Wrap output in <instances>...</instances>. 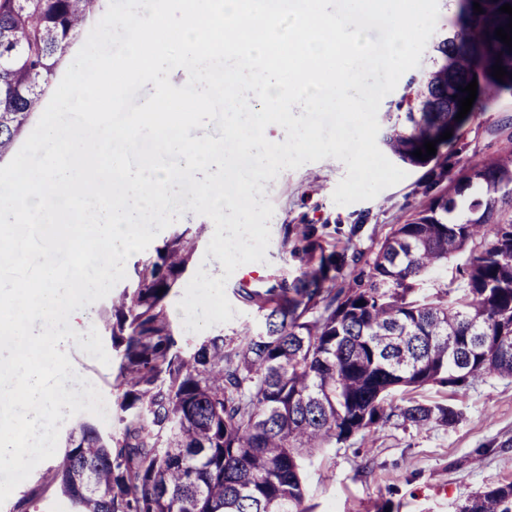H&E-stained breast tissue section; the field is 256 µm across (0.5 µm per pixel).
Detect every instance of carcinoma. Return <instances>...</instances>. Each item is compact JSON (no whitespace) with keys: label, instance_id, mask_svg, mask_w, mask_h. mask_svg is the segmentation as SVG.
Instances as JSON below:
<instances>
[{"label":"carcinoma","instance_id":"carcinoma-1","mask_svg":"<svg viewBox=\"0 0 512 512\" xmlns=\"http://www.w3.org/2000/svg\"><path fill=\"white\" fill-rule=\"evenodd\" d=\"M505 3L461 0L460 29L436 44L446 63L415 91L421 111L382 119L379 143L398 161L425 167L416 149L441 146L447 130L458 136L468 121L455 120L458 87L475 79L480 89H512V51L495 37L509 23ZM98 10L99 0H0V161ZM204 231L179 226L133 257L101 312L121 356V429L104 435L79 423L46 482L78 512H310L305 463L321 449L393 418L451 426L463 387L512 377V149L466 167L368 257L336 249L313 224L283 225L296 274L235 289L260 325L186 349L166 298ZM360 263L359 275L344 273ZM451 263L448 282L432 289ZM457 512H512V480L475 492Z\"/></svg>","mask_w":512,"mask_h":512}]
</instances>
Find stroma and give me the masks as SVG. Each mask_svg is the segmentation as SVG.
Segmentation results:
<instances>
[{"label": "stroma", "mask_w": 512, "mask_h": 512, "mask_svg": "<svg viewBox=\"0 0 512 512\" xmlns=\"http://www.w3.org/2000/svg\"><path fill=\"white\" fill-rule=\"evenodd\" d=\"M439 18L431 44L417 68L400 79L396 89L381 102L380 112L398 111L409 100L425 75L440 62L435 43L459 28L457 9L438 0ZM512 147V93H490L477 105L457 139L441 146L437 158L423 168L410 167L398 184L374 199L349 205L335 204L337 184L347 176L345 163L328 157L294 170L281 171L268 182L266 201L274 206L267 225L271 231L264 261L240 266L226 283L233 289L249 273L258 278L292 274L297 260L282 247L286 224L328 225L337 241H350L353 249L371 253L391 225L407 220L428 197L441 193L460 176L464 167ZM109 350V365L71 345L67 354L90 385L105 399L104 421L96 422L105 434L118 432L114 407L113 372L119 358L109 334L101 336ZM459 418L448 427H405L393 420L367 438L325 449L306 464L307 502L313 512H457L469 495L502 478H512V379L485 377L473 380L455 400ZM56 464L40 463L31 475L0 504V512H13L15 504L29 498L28 512H77L61 492L47 488L38 497L31 490L40 485Z\"/></svg>", "instance_id": "stroma-1"}]
</instances>
